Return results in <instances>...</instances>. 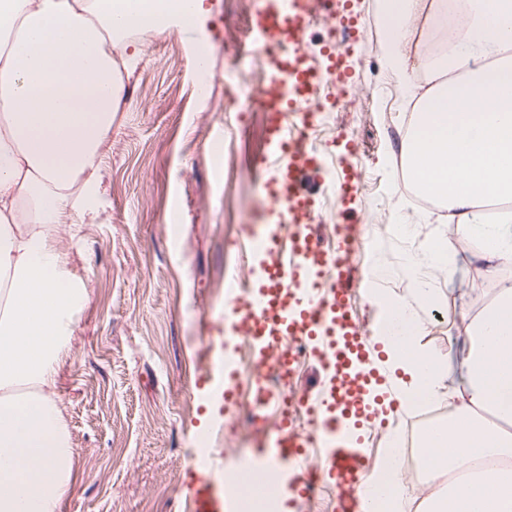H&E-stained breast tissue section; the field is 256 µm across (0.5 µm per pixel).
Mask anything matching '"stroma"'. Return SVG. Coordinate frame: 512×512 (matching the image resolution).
<instances>
[{
	"label": "stroma",
	"instance_id": "35a3bbf8",
	"mask_svg": "<svg viewBox=\"0 0 512 512\" xmlns=\"http://www.w3.org/2000/svg\"><path fill=\"white\" fill-rule=\"evenodd\" d=\"M226 0H206L204 32L150 36L140 60L122 71L123 101L96 159L102 196L80 225L72 271L87 283L56 395L74 457V483L60 512H183L191 448L219 402L199 409L192 389L202 354L219 342L212 322L224 315V282L250 257L235 247L239 227L263 204L249 176L227 174L229 156L262 149L260 115L225 107L235 86L224 74L238 28ZM363 32L350 48L346 107L326 112L316 148L337 155L338 129L354 134L363 171L358 215L378 252H365L359 277L376 255L391 269L382 284L405 283L408 254L439 230L438 209L421 207L401 180L399 149L411 104L382 66L379 0H349ZM207 48L210 100L197 99L195 59ZM395 224H416L402 238ZM440 305L428 312L425 348L456 362L467 303L489 292L479 264L437 282Z\"/></svg>",
	"mask_w": 512,
	"mask_h": 512
}]
</instances>
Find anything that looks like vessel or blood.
Wrapping results in <instances>:
<instances>
[{
	"instance_id": "vessel-or-blood-1",
	"label": "vessel or blood",
	"mask_w": 512,
	"mask_h": 512,
	"mask_svg": "<svg viewBox=\"0 0 512 512\" xmlns=\"http://www.w3.org/2000/svg\"><path fill=\"white\" fill-rule=\"evenodd\" d=\"M328 30L345 29L358 39L335 0H261L250 26L253 43L268 54L270 77L258 87L252 106L266 117V146L252 163L263 178L268 223L248 235L262 261L255 277L239 278L226 299L232 339L253 347L247 418L255 448L230 460L199 457L187 485L188 512H236L237 497L252 488L253 476L270 472L279 499L288 506H313L322 479L337 488L338 512H362L369 472L358 444L347 436L346 420L371 423L377 416L373 392L383 385L380 353L346 299L359 284L357 259L365 227L354 220L361 171L351 157L348 131L338 134L347 155L341 161L318 154L310 141L316 124L308 106L313 89L330 84L345 92L350 70L339 47L328 46L327 64L311 63L303 46L315 17ZM340 199L342 209L325 220L322 197ZM314 359L320 379L311 388L293 380L297 348ZM196 387L221 396L225 410L238 405L240 383L225 348L208 346ZM305 412L310 428L294 421ZM321 449L325 464L300 468L308 449Z\"/></svg>"
}]
</instances>
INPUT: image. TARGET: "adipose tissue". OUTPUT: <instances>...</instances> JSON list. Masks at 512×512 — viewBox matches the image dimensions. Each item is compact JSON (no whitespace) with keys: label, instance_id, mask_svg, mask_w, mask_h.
Wrapping results in <instances>:
<instances>
[{"label":"adipose tissue","instance_id":"obj_1","mask_svg":"<svg viewBox=\"0 0 512 512\" xmlns=\"http://www.w3.org/2000/svg\"><path fill=\"white\" fill-rule=\"evenodd\" d=\"M380 14L383 65L414 103L401 166L448 226L407 260L418 292L384 301L400 314L387 392L451 414L421 436L431 477L415 502L388 448L366 512H512V0H381ZM205 16L204 0H0V512H59L71 491L55 379L87 287L69 241L98 211L94 160L139 56L130 34ZM461 241L494 292L467 317L458 386L421 338Z\"/></svg>","mask_w":512,"mask_h":512}]
</instances>
